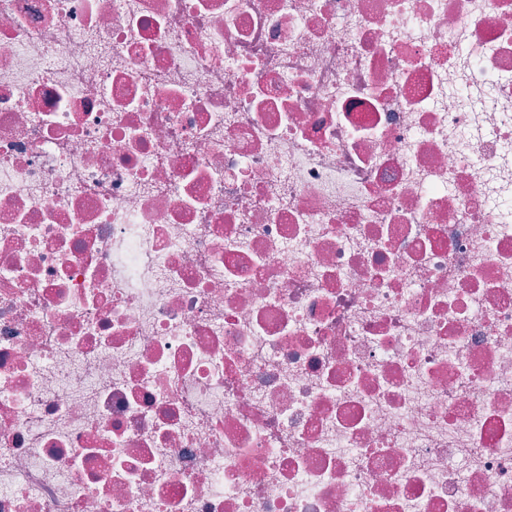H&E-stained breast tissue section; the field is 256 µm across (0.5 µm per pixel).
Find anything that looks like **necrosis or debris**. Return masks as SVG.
Returning a JSON list of instances; mask_svg holds the SVG:
<instances>
[{
    "mask_svg": "<svg viewBox=\"0 0 512 512\" xmlns=\"http://www.w3.org/2000/svg\"><path fill=\"white\" fill-rule=\"evenodd\" d=\"M0 512H512V0H0Z\"/></svg>",
    "mask_w": 512,
    "mask_h": 512,
    "instance_id": "obj_1",
    "label": "necrosis or debris"
}]
</instances>
